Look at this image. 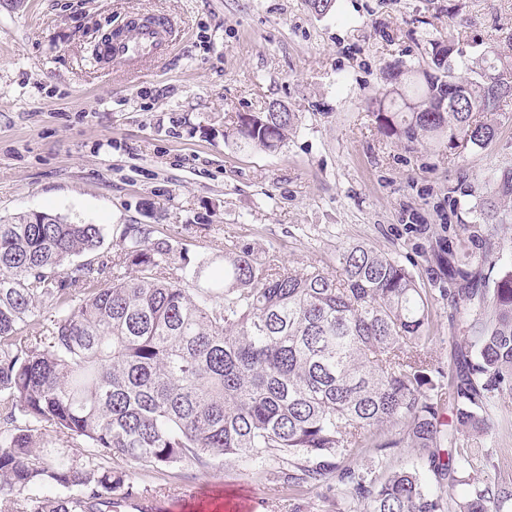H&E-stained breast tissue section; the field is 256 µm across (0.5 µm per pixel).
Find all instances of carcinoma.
Here are the masks:
<instances>
[{"mask_svg": "<svg viewBox=\"0 0 512 512\" xmlns=\"http://www.w3.org/2000/svg\"><path fill=\"white\" fill-rule=\"evenodd\" d=\"M430 46L424 69L399 59L383 69L386 91L368 104L378 131L450 156L486 146L512 101L499 80L512 57L495 51L462 80L455 42ZM450 80L463 87L456 103ZM296 121L237 112L224 140L275 152ZM493 196L448 247L438 293L463 311L467 332L449 369L429 348L432 295L365 243L340 251L329 273L235 244L218 264L193 263L138 224L120 228L111 252L98 224L45 212L0 219V512H104L115 497L154 498L118 460L205 468L219 457H273L285 486L334 473L364 512H503L512 490L464 448L512 393V259L491 288L473 271L474 245L509 223L498 202L512 199V169ZM81 446L91 452L65 454ZM401 447L467 493L444 499L414 466L373 479L345 464L358 448ZM45 485L59 494H37Z\"/></svg>", "mask_w": 512, "mask_h": 512, "instance_id": "1", "label": "carcinoma"}]
</instances>
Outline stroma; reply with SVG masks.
<instances>
[{
  "mask_svg": "<svg viewBox=\"0 0 512 512\" xmlns=\"http://www.w3.org/2000/svg\"><path fill=\"white\" fill-rule=\"evenodd\" d=\"M172 14L184 39L134 73L102 68V30L135 13ZM454 36L456 69L494 49L512 56V0H0V217L46 212L116 228L148 224L191 260L224 244L255 245L287 265L336 269L339 250L364 243L406 266L421 287L448 285V243L512 168V105L493 141L449 159L383 137L366 103L382 70L426 67L430 43ZM281 101L299 121L281 150L224 141V117ZM430 348L450 364L464 331L447 302L432 308ZM469 448L512 486V395ZM411 448L358 449L369 477L419 464ZM274 460L125 468L163 489L164 512H346L336 477L284 487Z\"/></svg>",
  "mask_w": 512,
  "mask_h": 512,
  "instance_id": "35a3bbf8",
  "label": "stroma"
}]
</instances>
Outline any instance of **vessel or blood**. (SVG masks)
<instances>
[{
  "mask_svg": "<svg viewBox=\"0 0 512 512\" xmlns=\"http://www.w3.org/2000/svg\"><path fill=\"white\" fill-rule=\"evenodd\" d=\"M175 40L176 27L169 15L145 13L135 23L119 26L106 43L101 61L113 71L132 72L167 51Z\"/></svg>",
  "mask_w": 512,
  "mask_h": 512,
  "instance_id": "1",
  "label": "vessel or blood"
}]
</instances>
